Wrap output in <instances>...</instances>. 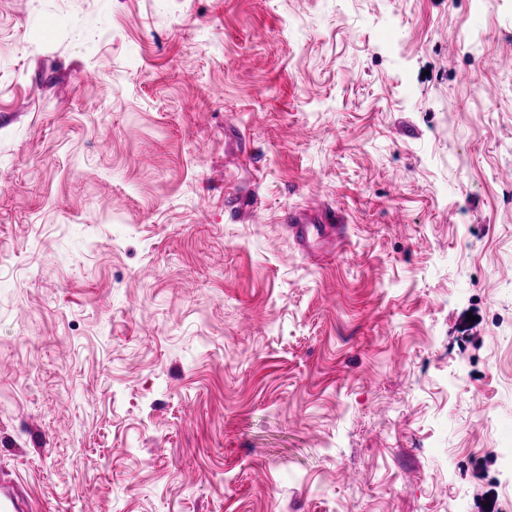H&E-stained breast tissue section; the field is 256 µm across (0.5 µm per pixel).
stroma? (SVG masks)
<instances>
[{
	"label": "stroma",
	"instance_id": "obj_1",
	"mask_svg": "<svg viewBox=\"0 0 512 512\" xmlns=\"http://www.w3.org/2000/svg\"><path fill=\"white\" fill-rule=\"evenodd\" d=\"M1 471L512 512V0H0ZM288 233L303 248L313 233H322L325 239L335 238L336 242L345 237L344 217L335 210H324L318 213L289 211L285 218Z\"/></svg>",
	"mask_w": 512,
	"mask_h": 512
}]
</instances>
